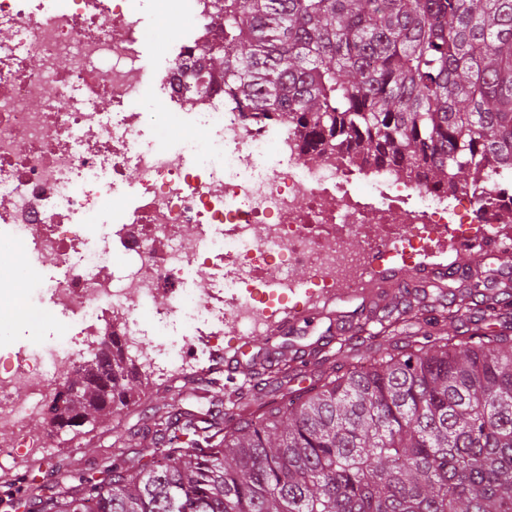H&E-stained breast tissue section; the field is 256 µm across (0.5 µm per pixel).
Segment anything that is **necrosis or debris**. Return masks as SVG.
Returning <instances> with one entry per match:
<instances>
[{"mask_svg": "<svg viewBox=\"0 0 512 512\" xmlns=\"http://www.w3.org/2000/svg\"><path fill=\"white\" fill-rule=\"evenodd\" d=\"M208 3L0 0V31L10 34L0 41V188L10 195L0 229L37 266L65 267L45 285L23 272V303L50 299L70 321L55 344L0 353V434L13 436L0 448L1 469L13 465L17 449L36 448L24 418L46 413L58 368L78 363L93 337L121 336L136 353L151 345L154 329L182 331L161 347L167 363L148 364L166 377L169 362L185 364L218 346L225 319L248 336L289 297L327 294L339 283L359 287L373 255L408 265L455 242L507 234L512 211L497 202L512 191L495 172L451 196L371 164H312L287 125L226 106L218 80L185 107L183 87L220 36L207 21ZM160 6L192 21L156 78L164 110L145 99L139 80L143 16ZM97 98L109 99L116 116L92 111ZM188 124L203 131L202 142L182 138ZM276 139L283 148L273 153ZM130 169L140 204L112 237L132 264L108 277L112 251L89 247L85 226L120 197ZM357 181L364 191L353 190ZM356 235L363 246L354 250L348 241ZM215 259L225 294L186 293V271H204ZM300 270L306 283L295 278ZM133 299L139 308H130ZM197 324L210 330L206 345L186 335Z\"/></svg>", "mask_w": 512, "mask_h": 512, "instance_id": "necrosis-or-debris-1", "label": "necrosis or debris"}]
</instances>
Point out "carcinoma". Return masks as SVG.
<instances>
[{"mask_svg": "<svg viewBox=\"0 0 512 512\" xmlns=\"http://www.w3.org/2000/svg\"><path fill=\"white\" fill-rule=\"evenodd\" d=\"M222 28L191 85L279 117L318 163L359 156L453 192L512 171V0H210ZM435 286L386 335L340 340L317 382L286 386L293 359L256 374L277 398L238 408L208 448L181 446L195 415L157 406L161 447L112 452L38 495L37 512H512V288ZM497 321L448 334L471 315ZM112 363V390L103 383ZM71 411L126 405L136 359L117 342L79 365Z\"/></svg>", "mask_w": 512, "mask_h": 512, "instance_id": "cac0c4a2", "label": "carcinoma"}]
</instances>
